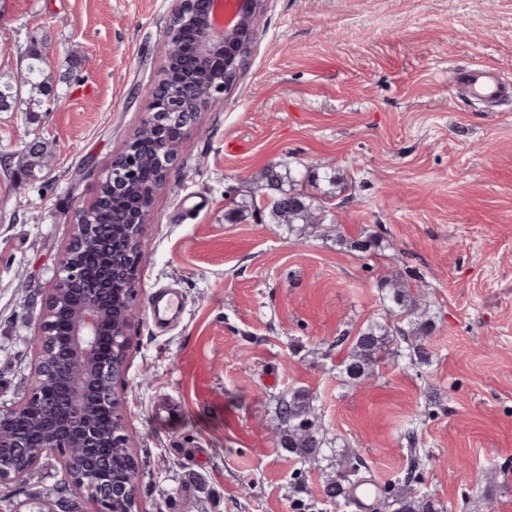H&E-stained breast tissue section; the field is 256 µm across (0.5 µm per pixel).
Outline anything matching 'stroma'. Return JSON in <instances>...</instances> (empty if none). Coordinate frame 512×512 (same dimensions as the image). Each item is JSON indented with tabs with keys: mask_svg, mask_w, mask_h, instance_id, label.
I'll return each mask as SVG.
<instances>
[{
	"mask_svg": "<svg viewBox=\"0 0 512 512\" xmlns=\"http://www.w3.org/2000/svg\"><path fill=\"white\" fill-rule=\"evenodd\" d=\"M172 0H0V79L38 47L54 98L0 110V406L35 384V337L80 210L146 117ZM512 80V0H269L237 85L198 112L140 243L128 328L125 433L140 512H346L323 491L336 454L447 512H512V97L465 95L462 70ZM45 144L48 165L23 154ZM287 161L340 189L312 192L326 225L297 236L236 217ZM208 202L197 211V198ZM375 247L355 250L354 241ZM411 281L434 323L428 362L387 358L361 384L340 364ZM184 298L159 327L152 292ZM305 389L332 446L302 462L273 432L274 397ZM182 410L166 423L153 404ZM48 452L0 512H97L64 493Z\"/></svg>",
	"mask_w": 512,
	"mask_h": 512,
	"instance_id": "stroma-1",
	"label": "stroma"
}]
</instances>
